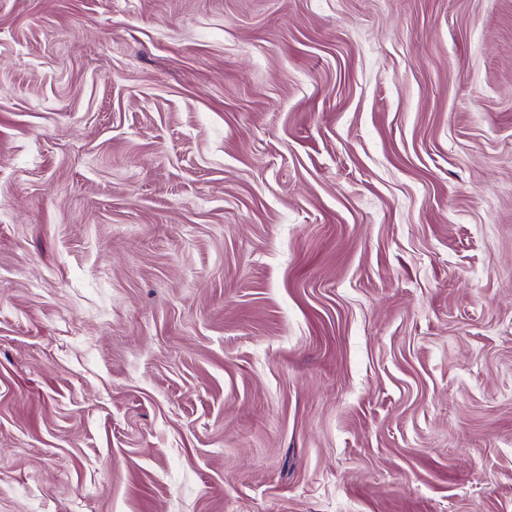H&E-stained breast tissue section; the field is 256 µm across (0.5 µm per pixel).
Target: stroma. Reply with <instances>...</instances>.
<instances>
[{"instance_id":"1","label":"stroma","mask_w":512,"mask_h":512,"mask_svg":"<svg viewBox=\"0 0 512 512\" xmlns=\"http://www.w3.org/2000/svg\"><path fill=\"white\" fill-rule=\"evenodd\" d=\"M0 512H512V0H0Z\"/></svg>"}]
</instances>
